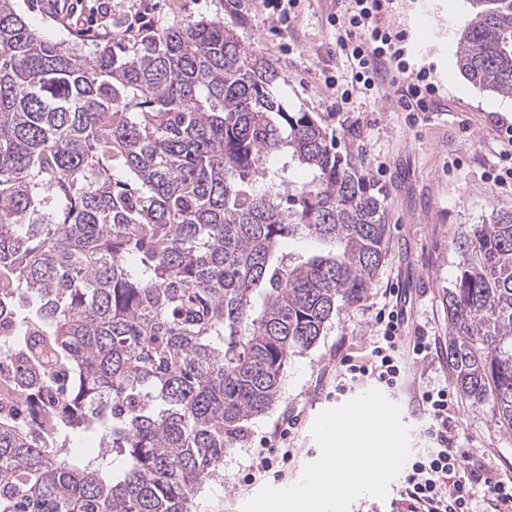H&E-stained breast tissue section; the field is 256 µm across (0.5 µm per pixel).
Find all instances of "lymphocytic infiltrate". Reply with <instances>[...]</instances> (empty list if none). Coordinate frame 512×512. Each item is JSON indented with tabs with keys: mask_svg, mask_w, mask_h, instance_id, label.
I'll use <instances>...</instances> for the list:
<instances>
[{
	"mask_svg": "<svg viewBox=\"0 0 512 512\" xmlns=\"http://www.w3.org/2000/svg\"><path fill=\"white\" fill-rule=\"evenodd\" d=\"M393 0H351L349 27L337 43L372 90L380 72H387L399 106L406 111L433 109L434 88L425 71L413 70L403 47L381 29L377 17ZM382 334L371 350V374L386 388L398 385L401 369L399 349L400 314L391 309L380 314ZM453 393L445 386L422 390L419 401L429 422L423 430L427 441L409 460L402 477L401 496L409 512H475L478 501H486L493 512H512V477L503 478L465 466V455L453 448L448 436Z\"/></svg>",
	"mask_w": 512,
	"mask_h": 512,
	"instance_id": "lymphocytic-infiltrate-1",
	"label": "lymphocytic infiltrate"
}]
</instances>
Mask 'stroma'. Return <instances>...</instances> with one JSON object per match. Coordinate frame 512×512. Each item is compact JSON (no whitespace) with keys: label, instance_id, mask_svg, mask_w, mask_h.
Wrapping results in <instances>:
<instances>
[{"label":"stroma","instance_id":"stroma-1","mask_svg":"<svg viewBox=\"0 0 512 512\" xmlns=\"http://www.w3.org/2000/svg\"><path fill=\"white\" fill-rule=\"evenodd\" d=\"M42 4L15 0L31 29L52 43L108 41L116 22L163 29L224 18L242 44L277 68L285 108L311 113L333 137L337 152L362 159L386 193L390 243L372 287L358 303L338 308L316 343L291 357L278 402L248 421L246 438L224 455L223 480L205 486L197 512H242L264 486L292 485L320 458L311 433L316 417L377 386L362 376L346 394L336 392L342 359L367 363L376 315L388 305L402 313V335L435 339L428 360L404 359V384L387 395L409 430L410 450L421 448L426 413L418 389L453 379L445 295L459 273L455 241L472 225L512 210V185L494 180L505 148L499 126L512 123V97L476 86L456 64V34L471 13L467 0H395L378 19L380 27L403 37L411 63L426 68L436 85L430 112L401 110L387 82L371 91L356 84L334 23L348 0H292L284 22L270 16L262 0H56L48 12ZM453 403V447L470 462L512 475V431L500 427L492 401L476 404L458 393ZM264 437L291 455L253 481L250 451Z\"/></svg>","mask_w":512,"mask_h":512}]
</instances>
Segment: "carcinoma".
<instances>
[{"instance_id":"cac0c4a2","label":"carcinoma","mask_w":512,"mask_h":512,"mask_svg":"<svg viewBox=\"0 0 512 512\" xmlns=\"http://www.w3.org/2000/svg\"><path fill=\"white\" fill-rule=\"evenodd\" d=\"M468 2L459 69L512 97V0ZM277 83L219 17L86 52L0 0V381L24 398L0 405V512H196L291 357L366 295L380 190ZM294 163L312 178L282 192ZM457 245L448 362L512 430V210ZM90 433L101 454L68 458Z\"/></svg>"}]
</instances>
